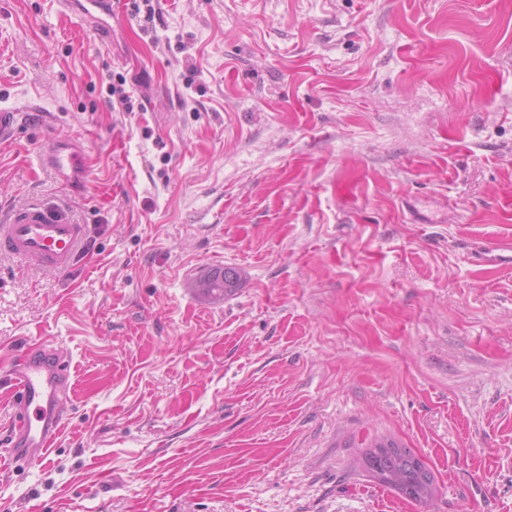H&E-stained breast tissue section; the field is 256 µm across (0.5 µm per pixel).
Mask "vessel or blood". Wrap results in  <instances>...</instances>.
Returning <instances> with one entry per match:
<instances>
[{"mask_svg":"<svg viewBox=\"0 0 512 512\" xmlns=\"http://www.w3.org/2000/svg\"><path fill=\"white\" fill-rule=\"evenodd\" d=\"M42 158L69 188L86 185L89 164L74 142L49 139ZM83 234L82 225L73 223L62 206L32 201L0 216V253L65 272L77 256ZM480 260L490 267H512V242L484 245ZM74 389L71 364L56 354L53 339L29 341L21 370L0 378V397L13 409V460L29 464L48 459L64 427L57 404Z\"/></svg>","mask_w":512,"mask_h":512,"instance_id":"1","label":"vessel or blood"}]
</instances>
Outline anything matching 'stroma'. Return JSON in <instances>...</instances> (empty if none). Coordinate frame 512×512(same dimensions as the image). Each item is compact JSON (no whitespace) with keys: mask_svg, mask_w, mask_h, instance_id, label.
I'll list each match as a JSON object with an SVG mask.
<instances>
[{"mask_svg":"<svg viewBox=\"0 0 512 512\" xmlns=\"http://www.w3.org/2000/svg\"><path fill=\"white\" fill-rule=\"evenodd\" d=\"M0 0V211L62 204L66 275L0 255V376L76 383L0 512H512V0ZM90 162L72 190L47 136ZM225 266L223 300L191 287ZM388 436L426 503L359 464ZM480 261L490 267H512V242L509 240L486 244L479 252ZM376 441L363 453L362 467L380 484L397 491L404 498L418 503L429 501L436 489L431 470L410 448L395 440L383 438ZM383 442L396 449L390 453L376 454L375 446Z\"/></svg>","mask_w":512,"mask_h":512,"instance_id":"stroma-1","label":"stroma"}]
</instances>
